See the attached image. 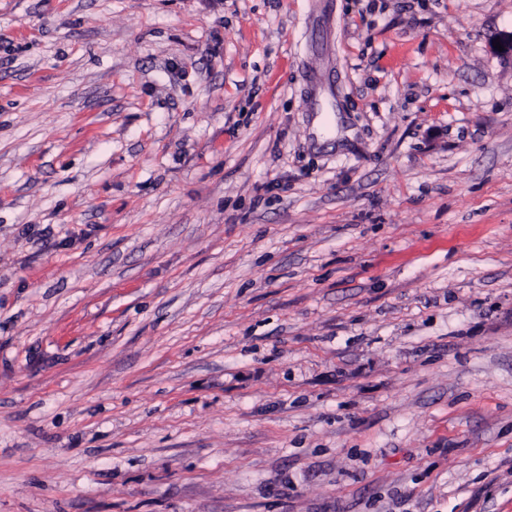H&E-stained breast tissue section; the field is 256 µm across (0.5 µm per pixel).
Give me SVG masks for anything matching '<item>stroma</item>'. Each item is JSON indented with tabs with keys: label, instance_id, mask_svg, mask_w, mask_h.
<instances>
[{
	"label": "stroma",
	"instance_id": "obj_1",
	"mask_svg": "<svg viewBox=\"0 0 512 512\" xmlns=\"http://www.w3.org/2000/svg\"><path fill=\"white\" fill-rule=\"evenodd\" d=\"M512 0H0V512H512Z\"/></svg>",
	"mask_w": 512,
	"mask_h": 512
}]
</instances>
